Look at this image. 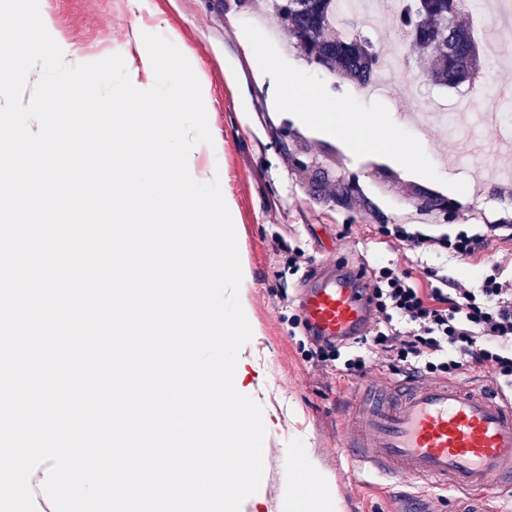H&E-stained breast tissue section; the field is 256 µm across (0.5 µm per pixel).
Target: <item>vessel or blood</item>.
Instances as JSON below:
<instances>
[{
  "instance_id": "vessel-or-blood-1",
  "label": "vessel or blood",
  "mask_w": 512,
  "mask_h": 512,
  "mask_svg": "<svg viewBox=\"0 0 512 512\" xmlns=\"http://www.w3.org/2000/svg\"><path fill=\"white\" fill-rule=\"evenodd\" d=\"M364 278L358 269L313 268L298 296L311 335H362L369 322ZM344 450L360 475L420 481L458 493L456 512H483L482 493L512 498V401L490 383L365 382L355 394Z\"/></svg>"
}]
</instances>
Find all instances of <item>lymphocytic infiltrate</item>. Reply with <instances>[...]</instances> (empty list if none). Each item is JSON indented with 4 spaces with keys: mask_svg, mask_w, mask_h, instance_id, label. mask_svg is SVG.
I'll list each match as a JSON object with an SVG mask.
<instances>
[{
    "mask_svg": "<svg viewBox=\"0 0 512 512\" xmlns=\"http://www.w3.org/2000/svg\"><path fill=\"white\" fill-rule=\"evenodd\" d=\"M385 234L412 250L462 260L474 257L484 241L465 229L435 235L416 224H389ZM365 286L372 317L344 361V373L361 377L381 365L396 374L442 379L483 368L512 388V278L503 277L500 264L477 283L459 284L450 296L421 287L392 263L373 268Z\"/></svg>",
    "mask_w": 512,
    "mask_h": 512,
    "instance_id": "1",
    "label": "lymphocytic infiltrate"
}]
</instances>
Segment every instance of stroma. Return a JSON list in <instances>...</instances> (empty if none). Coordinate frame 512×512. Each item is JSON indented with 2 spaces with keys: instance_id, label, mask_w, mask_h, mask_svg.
Masks as SVG:
<instances>
[{
  "instance_id": "1",
  "label": "stroma",
  "mask_w": 512,
  "mask_h": 512,
  "mask_svg": "<svg viewBox=\"0 0 512 512\" xmlns=\"http://www.w3.org/2000/svg\"><path fill=\"white\" fill-rule=\"evenodd\" d=\"M41 15L51 20L53 38L70 47L81 62L121 55L127 67L139 66L143 33L164 36L184 54L206 86L210 131L222 148L196 156L202 169H218L223 196L233 206L238 248L251 281L245 290V314L253 330L247 352L265 374L254 400L280 425L267 435L265 469L259 497L262 512H286L289 471L287 451L303 448L335 491L338 512H399L401 492L446 512V494L422 483L403 489L350 473L341 443L345 414L356 377L313 366L296 299L308 271L319 264H356L365 268L382 260L422 277L438 269L447 287L478 282L488 271L487 257L512 252V240L492 241L483 257L460 260L425 255L407 259L406 247L386 237V224H428L435 233L456 232L462 224H512V151L500 150L493 125L478 119L473 128L446 132L444 126L418 130L408 118L410 96L388 100L373 89L341 81L297 53L277 25L267 0H39ZM499 0H475L464 17L483 58L469 82L446 89L433 85L429 57L412 51L398 18L400 0H381V19L368 34L379 52V75L386 81L413 85L420 98L444 105L496 92L504 111L512 113V60L498 61L489 50L512 46V17L498 14ZM232 69L246 90L234 95L224 79ZM299 74L316 93L348 115L380 114L386 127L398 130L417 154L399 161L371 146L352 148L335 131L304 123L298 112L279 107L285 80ZM356 183L367 203L346 208L334 198L339 181ZM469 190L458 199L453 186ZM438 194L457 199L455 217L422 211L415 195ZM307 262L288 266L294 250Z\"/></svg>"
}]
</instances>
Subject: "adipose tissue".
<instances>
[{"label": "adipose tissue", "mask_w": 512, "mask_h": 512, "mask_svg": "<svg viewBox=\"0 0 512 512\" xmlns=\"http://www.w3.org/2000/svg\"><path fill=\"white\" fill-rule=\"evenodd\" d=\"M312 103L310 112H304L307 122L339 129L354 145H363L370 135L376 134L381 120L375 116H365L353 121L345 119L343 114L333 113L325 99L317 97L315 91L304 84L300 77L290 76L284 83L281 103L283 106L302 110L305 103Z\"/></svg>", "instance_id": "ef3b65f1"}]
</instances>
